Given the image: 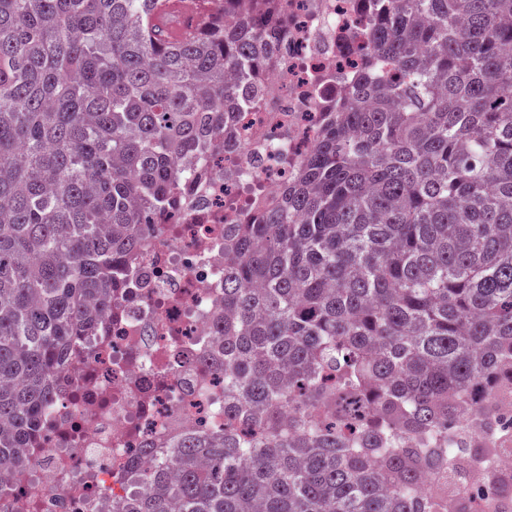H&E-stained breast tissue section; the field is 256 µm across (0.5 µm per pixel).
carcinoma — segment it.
<instances>
[{
  "label": "carcinoma",
  "instance_id": "1",
  "mask_svg": "<svg viewBox=\"0 0 512 512\" xmlns=\"http://www.w3.org/2000/svg\"><path fill=\"white\" fill-rule=\"evenodd\" d=\"M0 0V469L262 99L277 0ZM280 199L224 228V429L143 445L112 512H512V0H366ZM484 409L479 436L460 424ZM207 15L206 0H158L148 15V26L166 32L170 42H180L194 35Z\"/></svg>",
  "mask_w": 512,
  "mask_h": 512
}]
</instances>
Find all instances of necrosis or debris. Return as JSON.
Masks as SVG:
<instances>
[{"label": "necrosis or debris", "instance_id": "1", "mask_svg": "<svg viewBox=\"0 0 512 512\" xmlns=\"http://www.w3.org/2000/svg\"><path fill=\"white\" fill-rule=\"evenodd\" d=\"M283 2L286 41L267 62L268 97L241 114L195 199L131 267L122 319L61 376L28 467L0 473V512H112L136 489L129 467L142 438L221 420L222 388L203 351L224 306V225L278 198L315 143L318 84L354 72L366 47L363 0Z\"/></svg>", "mask_w": 512, "mask_h": 512}]
</instances>
